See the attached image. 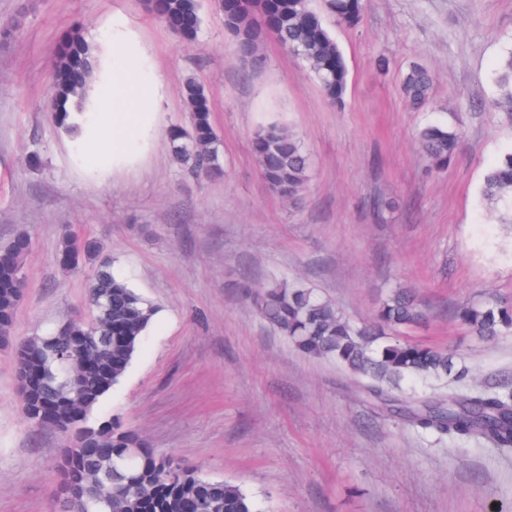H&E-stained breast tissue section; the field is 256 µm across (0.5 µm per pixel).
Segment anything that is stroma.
<instances>
[{
  "instance_id": "obj_1",
  "label": "stroma",
  "mask_w": 512,
  "mask_h": 512,
  "mask_svg": "<svg viewBox=\"0 0 512 512\" xmlns=\"http://www.w3.org/2000/svg\"><path fill=\"white\" fill-rule=\"evenodd\" d=\"M200 5L186 48L142 0H0V23L23 26L0 47V242L32 236L16 341L91 318L94 265L72 272L57 258L65 232L86 234L160 308L99 419L242 486L261 512H493L512 501V451L436 439L378 411L336 363L295 351L242 289L301 281L368 321L390 288L410 287L426 318L408 340L454 351L473 386L512 379V334L483 342L456 318L484 297L512 305V234L489 222L480 196L484 173L512 150V115L489 105L492 70L512 47V0H369L356 26L333 28L350 70L340 106L275 38L262 68H247L214 0ZM116 16L164 83V134L135 169L98 181L74 162L49 93L62 36L111 38ZM412 62L437 74L416 111L400 91ZM189 79L210 97L219 177L188 178L171 161L167 132L188 124ZM435 121L464 133L442 172L416 140ZM270 123L310 156L300 204L269 190L252 154ZM69 445L27 421L14 356L0 351V512H53Z\"/></svg>"
}]
</instances>
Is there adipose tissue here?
Listing matches in <instances>:
<instances>
[{
    "mask_svg": "<svg viewBox=\"0 0 512 512\" xmlns=\"http://www.w3.org/2000/svg\"><path fill=\"white\" fill-rule=\"evenodd\" d=\"M162 81L152 69L134 35L120 19L112 21V70L98 78L91 100L93 111L75 115L81 127L74 141V158L90 174L137 165L159 131V115L145 105L158 101Z\"/></svg>",
    "mask_w": 512,
    "mask_h": 512,
    "instance_id": "ef3b65f1",
    "label": "adipose tissue"
}]
</instances>
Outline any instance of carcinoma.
<instances>
[{
  "label": "carcinoma",
  "instance_id": "obj_1",
  "mask_svg": "<svg viewBox=\"0 0 512 512\" xmlns=\"http://www.w3.org/2000/svg\"><path fill=\"white\" fill-rule=\"evenodd\" d=\"M368 0H216L224 26L238 52L260 56L256 31L265 26L317 79L325 96L343 100L349 68L343 50L325 22L359 23ZM146 9L161 19L188 47L201 29L198 0H148ZM96 45L81 30L67 33L53 61L50 112L54 122L74 136L78 126L65 125L70 112L88 111L96 68L89 51ZM434 81L431 70L414 63L401 78L403 97L413 109L428 100ZM496 89L490 106L512 113V49L502 57L493 76ZM182 96L189 128H174L169 141L177 164L194 175H221L220 142L211 117L204 85L187 81ZM463 135L449 124L430 123L418 132V142L431 169L442 171L456 157ZM252 150L261 174L278 196L297 203L309 181L310 158L292 131L270 124L256 132ZM482 195L499 224L512 229V150L489 168ZM31 236L20 232L0 245V328L14 330L15 313L24 298L17 288ZM97 241L66 235L59 250L60 264L79 271L96 259ZM91 293L97 308L92 321L69 320L57 337L34 336L21 343L16 372L26 378L22 411L31 424L41 420L73 436L66 453V474L81 488H98L99 478L112 472V489L97 505L103 512H260L254 497L241 486L213 479L201 470L156 453L119 420L96 421L94 411L124 378L159 308L137 288L114 274L108 264L95 270ZM253 302L262 318L308 357L329 358L352 375L364 396L423 434L461 442H483L512 449V393L463 385L466 368L446 349L402 337L417 325L423 312L414 293L395 288L381 303L372 325H357L331 301L302 284H276L256 291ZM456 317L483 340L512 333V306L485 300L460 308ZM70 354L66 362L72 384L59 390L42 378L47 343ZM448 380V394L408 400L403 386L413 380Z\"/></svg>",
  "mask_w": 512,
  "mask_h": 512
}]
</instances>
